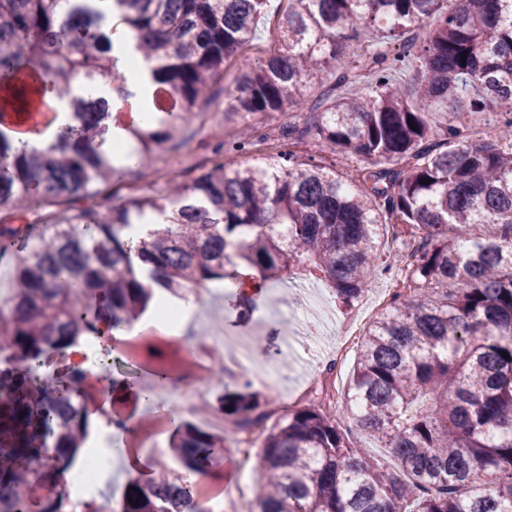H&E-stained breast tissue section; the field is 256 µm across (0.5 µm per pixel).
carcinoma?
<instances>
[{
  "instance_id": "1",
  "label": "carcinoma",
  "mask_w": 512,
  "mask_h": 512,
  "mask_svg": "<svg viewBox=\"0 0 512 512\" xmlns=\"http://www.w3.org/2000/svg\"><path fill=\"white\" fill-rule=\"evenodd\" d=\"M268 2L0 0V85L32 71L69 118L43 149L14 151L0 130V211H44L39 223L0 224V260L16 272L0 313V512H66L68 495L51 487L33 511L26 489L50 484L83 447L92 396L82 369L47 377L48 357L99 336L105 315L127 330L154 300L224 282L239 261L275 282L316 270L346 305L380 271L403 281L367 329L346 392L351 419L392 449L396 468L349 444L312 403L265 436L255 512H512V0H288L274 48L255 66L241 60L227 111L286 112L305 104L312 78H352L336 64L344 47L364 51L372 67L362 92L324 91L300 133L383 165L366 175L369 190L290 153L218 163L191 181L175 175L168 195L129 198L106 214L96 202L70 216L59 209L94 200V186L128 171L104 147L111 112L131 96L112 56V16L151 88L177 104L154 127L124 128L141 167L212 97ZM427 19L407 90L392 83L405 54L387 46ZM83 82L112 97L74 93ZM30 98L17 80L9 109L25 111ZM440 102L450 119L436 129L428 117ZM488 112L497 139L471 142L470 123ZM390 219L423 233L407 256L385 252ZM474 225L496 232L452 234ZM249 387L242 377L218 400L240 429L264 418ZM224 443L184 423L173 456L206 473ZM128 486L121 512H203L169 464Z\"/></svg>"
}]
</instances>
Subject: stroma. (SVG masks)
Listing matches in <instances>:
<instances>
[{
	"mask_svg": "<svg viewBox=\"0 0 512 512\" xmlns=\"http://www.w3.org/2000/svg\"><path fill=\"white\" fill-rule=\"evenodd\" d=\"M240 73L239 63L230 61L223 78L215 85L207 109L196 112L192 120L183 125L178 140L156 148L150 167L132 169L124 183L116 186L115 198L104 200V207L124 201L132 185L148 180L162 167L168 174L189 180L206 173L217 161L234 167L256 158L272 161L278 153L288 150L301 158L321 155L323 148L319 141L289 139L288 127L294 119L288 113L257 112L245 117L225 111L224 90L234 87ZM242 122L256 130L257 136L247 149L238 150L233 146L234 132ZM247 280L257 281L258 276L239 266L235 269L233 288L210 287L207 302L198 310L197 323L204 327L215 326L212 343L225 353L241 351L246 354L248 378L265 373L272 376L270 387L258 383L253 386L267 401L298 397L310 390L318 374L317 355L327 354L338 343L336 322L356 316L364 304L358 301L349 308L337 307L335 322L321 325L319 337L291 336L285 329L289 312H298L304 319L315 315L309 299L293 291L284 292L277 283L268 281L261 282V295L246 297L242 294V284ZM81 346L89 363L87 383L99 390L112 376H126L142 386L149 384L153 369L161 359L174 363V375L193 377L198 373L184 329L168 326L151 311L127 330L125 339L112 353L100 352L93 340L82 341ZM210 381L205 397L209 409L205 412L199 411L196 404L179 402V390L174 386L160 393L154 404L144 407L124 400L112 403L113 416L134 420L139 428L132 445L143 465L141 481L152 479L160 463L173 459L172 442L176 435V425L170 419L173 409H180L186 422L218 435L224 434V427L213 423L211 412L224 392V384L217 375L211 376Z\"/></svg>",
	"mask_w": 512,
	"mask_h": 512,
	"instance_id": "stroma-1",
	"label": "stroma"
}]
</instances>
